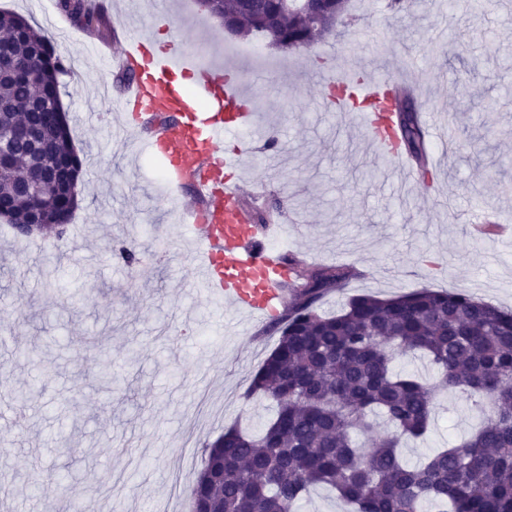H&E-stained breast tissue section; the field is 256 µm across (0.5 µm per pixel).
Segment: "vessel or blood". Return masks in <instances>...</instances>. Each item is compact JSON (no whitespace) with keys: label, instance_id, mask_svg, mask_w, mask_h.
Listing matches in <instances>:
<instances>
[{"label":"vessel or blood","instance_id":"obj_1","mask_svg":"<svg viewBox=\"0 0 512 512\" xmlns=\"http://www.w3.org/2000/svg\"><path fill=\"white\" fill-rule=\"evenodd\" d=\"M119 65L135 69L131 82L112 100L123 114L122 130L142 136L147 151L163 161L168 184L192 190L195 204L182 207L181 214L194 228L197 266L208 298L258 322L278 316L291 281L290 267L274 244L282 217L257 223L252 212L260 192H244L234 177L249 153V139L233 152L224 150L229 135L246 134L255 124L250 78L171 46L152 47L148 37L136 33L122 48ZM393 82L390 76H369L350 83L348 98H327L323 105L360 102L358 119L375 150L401 165L414 182L417 173L407 165L390 122L387 87Z\"/></svg>","mask_w":512,"mask_h":512}]
</instances>
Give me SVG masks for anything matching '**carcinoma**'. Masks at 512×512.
<instances>
[{
    "mask_svg": "<svg viewBox=\"0 0 512 512\" xmlns=\"http://www.w3.org/2000/svg\"><path fill=\"white\" fill-rule=\"evenodd\" d=\"M350 0H306L292 10L282 0H218L206 12L224 29L261 38L283 51L336 32ZM83 28L100 15L87 0H59ZM0 219L13 230L40 217L66 232L77 209L83 163L67 118L44 121L56 108L59 76L70 74L51 40L22 15L0 12ZM39 71L36 81L29 69ZM37 125V146L13 133ZM402 150L421 159L428 150L418 107L395 117ZM50 163L67 176L42 196L25 184ZM287 313L275 321L277 346L255 373L249 395L272 400L276 415L257 435L235 427L205 444L189 486L190 512H296L311 487L326 485L355 512H512V310L455 290L419 288L390 297L358 295L336 314L318 303L352 276L343 267H298ZM427 360L428 382L398 369L401 359ZM459 390L480 423L461 444L409 463L402 438L426 434L437 398ZM390 432L363 450L354 435ZM224 470V479L217 472Z\"/></svg>",
    "mask_w": 512,
    "mask_h": 512,
    "instance_id": "1",
    "label": "carcinoma"
}]
</instances>
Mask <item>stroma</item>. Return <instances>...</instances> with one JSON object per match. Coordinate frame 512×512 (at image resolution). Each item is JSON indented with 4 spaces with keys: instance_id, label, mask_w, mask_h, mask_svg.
<instances>
[{
    "instance_id": "35a3bbf8",
    "label": "stroma",
    "mask_w": 512,
    "mask_h": 512,
    "mask_svg": "<svg viewBox=\"0 0 512 512\" xmlns=\"http://www.w3.org/2000/svg\"><path fill=\"white\" fill-rule=\"evenodd\" d=\"M170 3L180 49L207 48L215 63L258 78L254 110L267 135L241 176L278 202L286 253L356 272L322 311L418 288L464 289L512 308V231L475 230L479 220L512 219V167L498 166L512 158V14L492 4L454 10L448 0H408L395 14L388 0H353L339 37L284 53L228 34L195 0ZM0 10L31 20L66 58L60 99L84 163L63 240L21 238L0 221V405L22 416L0 418V504L67 512L68 501L88 499L95 512H158L181 476L195 478L205 441L268 423L271 402L248 389L279 335L266 327L253 343L251 317L207 300L192 232L170 219L189 191L173 192L160 162L112 129L103 88L126 79L109 54L115 25L153 33L156 0H102L100 32L76 25L58 0H0ZM411 61L426 76L421 111L455 110L458 136L479 146L448 148L437 170L444 187L431 198L391 182L353 113L336 115L317 97L330 72L387 74ZM89 111L101 113L98 125L85 126ZM123 246L138 265L118 259ZM110 364L114 388L102 378ZM25 388L29 399L18 401ZM475 424L465 399L441 394L430 430L402 453L417 461Z\"/></svg>"
}]
</instances>
